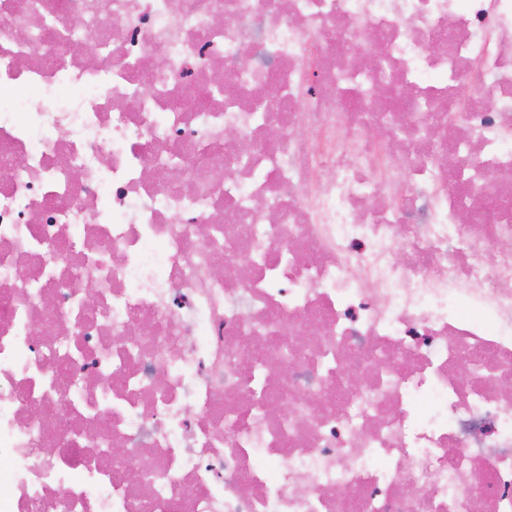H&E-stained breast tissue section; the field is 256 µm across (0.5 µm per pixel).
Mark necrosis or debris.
<instances>
[{"label":"necrosis or debris","instance_id":"1","mask_svg":"<svg viewBox=\"0 0 512 512\" xmlns=\"http://www.w3.org/2000/svg\"><path fill=\"white\" fill-rule=\"evenodd\" d=\"M506 380L512 0H0V512H512Z\"/></svg>","mask_w":512,"mask_h":512}]
</instances>
